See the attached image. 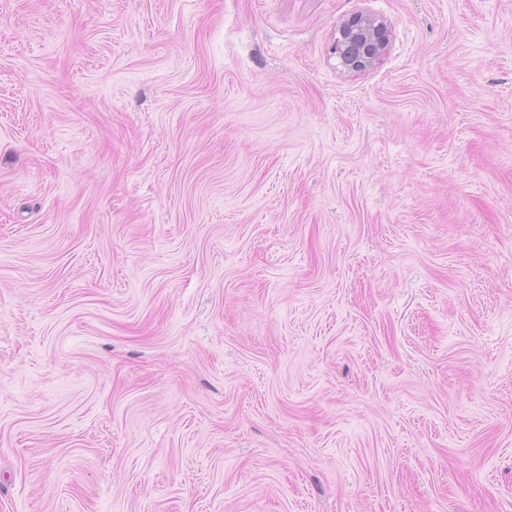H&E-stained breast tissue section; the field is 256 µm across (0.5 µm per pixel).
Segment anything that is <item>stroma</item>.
Returning <instances> with one entry per match:
<instances>
[{
    "label": "stroma",
    "mask_w": 512,
    "mask_h": 512,
    "mask_svg": "<svg viewBox=\"0 0 512 512\" xmlns=\"http://www.w3.org/2000/svg\"><path fill=\"white\" fill-rule=\"evenodd\" d=\"M0 512H512V0H0ZM387 32L386 23L370 15L354 14L345 19L332 46L338 67L348 73L371 68L387 49Z\"/></svg>",
    "instance_id": "obj_1"
}]
</instances>
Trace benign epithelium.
Returning a JSON list of instances; mask_svg holds the SVG:
<instances>
[{
  "mask_svg": "<svg viewBox=\"0 0 512 512\" xmlns=\"http://www.w3.org/2000/svg\"><path fill=\"white\" fill-rule=\"evenodd\" d=\"M387 45L384 21L362 13L354 14L338 27L332 53L336 55L342 71L358 73L375 65Z\"/></svg>",
  "mask_w": 512,
  "mask_h": 512,
  "instance_id": "benign-epithelium-1",
  "label": "benign epithelium"
}]
</instances>
